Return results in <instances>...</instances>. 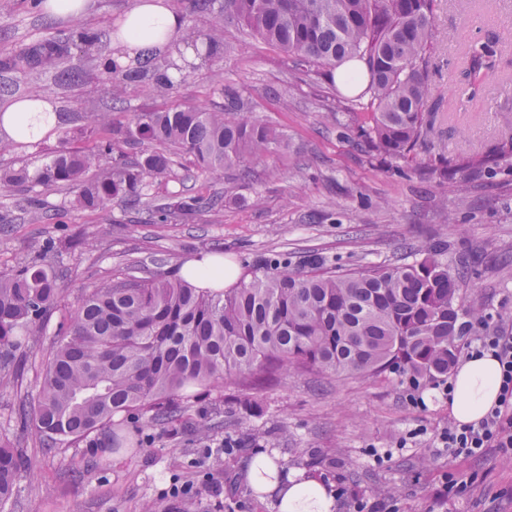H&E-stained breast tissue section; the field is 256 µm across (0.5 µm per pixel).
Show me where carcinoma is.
<instances>
[{
	"mask_svg": "<svg viewBox=\"0 0 512 512\" xmlns=\"http://www.w3.org/2000/svg\"><path fill=\"white\" fill-rule=\"evenodd\" d=\"M189 10L213 17L209 32L188 36L190 46L206 45L208 61L224 49L218 32L228 14L317 78H332L345 63H363L369 81L361 95L370 96L369 121H356L354 131L368 155L394 163L422 149L433 122L425 68L436 37L434 0H189ZM107 39L106 30L77 23L1 59L0 69L24 74L49 64L57 68L55 81L66 86L90 64L108 83L113 110L129 87L172 89L166 58L148 56L120 68L103 53ZM495 55L488 45L467 57L472 86L493 75ZM220 91L224 104L218 109L175 106L130 112L117 122L110 112H82L89 146L55 154L32 172L0 170V187L28 193L22 204L30 213L43 206L36 188L67 186L77 188L73 206L79 210L121 199L139 207L146 224L213 210L219 201L212 198L182 194L176 202H161L153 195L154 179L175 176L176 152L192 154L206 174H248L251 163L286 147L283 132L255 116L238 86L223 83ZM124 146L140 154L129 159ZM491 162L489 155H466L419 170L457 182L463 194L468 178ZM409 250L416 259L349 270L333 269L314 255L307 269L292 271L267 256L252 265L249 281L222 291L185 278L141 276L131 266L79 290L21 416L52 450L88 437L116 415L145 411L156 421L180 418L182 395L226 375L243 388L310 372L397 374L419 384L445 376L458 337L486 309L480 302L462 304L441 251L422 244ZM55 252L46 241L36 259L0 273L1 386L21 373L26 347L44 334L64 298L63 275L51 261ZM25 461L0 434L1 510L14 498Z\"/></svg>",
	"mask_w": 512,
	"mask_h": 512,
	"instance_id": "carcinoma-1",
	"label": "carcinoma"
}]
</instances>
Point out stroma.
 Here are the masks:
<instances>
[{
    "label": "stroma",
    "mask_w": 512,
    "mask_h": 512,
    "mask_svg": "<svg viewBox=\"0 0 512 512\" xmlns=\"http://www.w3.org/2000/svg\"><path fill=\"white\" fill-rule=\"evenodd\" d=\"M72 23L27 0H0V55L62 34ZM435 27L440 36L427 53L430 97L443 100L448 117L434 124L427 152L394 168L368 158L343 135L366 98L344 100L334 117L324 118L319 102L334 94L333 83L298 80L290 56L226 20L219 62L198 65L162 97L129 90L125 108L221 105L215 82L220 75L250 96L258 116L283 129L287 149L252 164L245 180L228 171L200 175L193 155H178L176 178L156 180L155 196L165 201L187 187L223 200L188 223H143L117 199L81 212L72 206L71 189L41 190L48 216L35 221L20 209V192L0 190V221L7 225L0 232V272L54 240L68 288L65 302L72 307L76 289L131 263L150 275L177 278L185 260L202 253L224 257L243 274L263 256L282 255L289 268L299 269L318 252L345 269L394 263L410 244L438 239L463 296L479 297L490 311L512 320V155L482 173L467 206L456 210L448 226L440 222L437 202L452 196V185L413 172L416 163L434 156L489 153L512 140V40L505 37L512 31V0H437ZM490 41L497 44L495 73L474 97L465 59ZM15 82L17 96L37 87L54 100L65 126L37 144L1 153L2 170H33L80 145L75 112L106 103L107 86L92 66L65 91L48 72ZM82 231L97 234L93 251L69 248ZM58 323L51 318L45 335L28 348L19 382L0 386V432L28 459L7 512H144L156 501L167 512H278L271 494L256 493L248 480L261 455L279 470L313 474L362 493L378 512H512V456L490 448L479 458L461 459L439 448L438 435L451 414L442 390L429 383L416 401L407 385L373 379L306 373L245 393L226 377L185 398L181 421L160 423L142 415L123 423L120 433L130 452L111 451L106 427L76 444L44 450L34 430L21 426L19 410L57 339ZM229 440L239 447L227 455L220 446ZM451 473L469 489L445 505L435 492ZM217 483L224 486L220 501L210 493ZM175 484L186 495L171 497Z\"/></svg>",
    "instance_id": "stroma-1"
}]
</instances>
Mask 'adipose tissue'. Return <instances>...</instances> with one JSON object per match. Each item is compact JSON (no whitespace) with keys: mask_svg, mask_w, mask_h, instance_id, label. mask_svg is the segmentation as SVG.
<instances>
[{"mask_svg":"<svg viewBox=\"0 0 512 512\" xmlns=\"http://www.w3.org/2000/svg\"><path fill=\"white\" fill-rule=\"evenodd\" d=\"M181 28V19L167 0H139L127 14L123 34L115 42V58L124 62L151 48L164 49ZM58 123L57 106L42 95L14 99L0 107V138L18 145L41 141ZM182 274L201 288H228L237 281L235 267L213 256L186 262ZM499 376V364L493 357L469 358L461 363L448 398L452 417L461 423L479 421L498 399ZM333 500V493L322 482L300 481L291 475L279 488L276 506L278 512H332Z\"/></svg>","mask_w":512,"mask_h":512,"instance_id":"adipose-tissue-1","label":"adipose tissue"}]
</instances>
